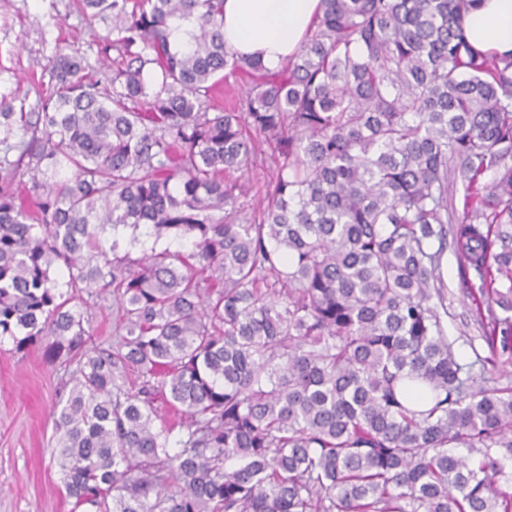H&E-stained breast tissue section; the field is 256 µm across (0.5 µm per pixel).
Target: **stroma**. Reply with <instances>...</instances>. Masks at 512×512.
<instances>
[{"label": "stroma", "instance_id": "stroma-1", "mask_svg": "<svg viewBox=\"0 0 512 512\" xmlns=\"http://www.w3.org/2000/svg\"><path fill=\"white\" fill-rule=\"evenodd\" d=\"M104 23L91 21L81 0H0V103L37 112L56 91L49 71L56 55L96 61ZM448 293V337L460 363L473 365L490 386H512V337L489 349L480 315L493 310L512 321V270L495 273L496 299L479 292L481 280L449 245L441 261ZM84 327L93 343L115 340L111 300L80 292ZM72 366L50 362L41 352L15 353L0 341V512H75L50 452L55 443L53 405L66 394Z\"/></svg>", "mask_w": 512, "mask_h": 512}]
</instances>
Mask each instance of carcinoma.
I'll return each mask as SVG.
<instances>
[{
    "instance_id": "obj_1",
    "label": "carcinoma",
    "mask_w": 512,
    "mask_h": 512,
    "mask_svg": "<svg viewBox=\"0 0 512 512\" xmlns=\"http://www.w3.org/2000/svg\"><path fill=\"white\" fill-rule=\"evenodd\" d=\"M320 2L270 70L224 0H83L111 74L59 55L41 111L0 112V341L77 363L53 458L85 512H512V388L457 360L440 275L450 234L484 287L512 262L482 228L512 240V55L466 41L476 0ZM142 225L190 249L116 256ZM87 302V305H81V302ZM72 305H77L76 309L84 313V327L91 334L94 345L111 344L116 338L115 323L116 314L112 307V297L107 299H96L94 296H88L86 291L80 292L79 296L73 301ZM87 306V311L86 307Z\"/></svg>"
}]
</instances>
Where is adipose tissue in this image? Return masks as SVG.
I'll use <instances>...</instances> for the list:
<instances>
[{"instance_id": "ef3b65f1", "label": "adipose tissue", "mask_w": 512, "mask_h": 512, "mask_svg": "<svg viewBox=\"0 0 512 512\" xmlns=\"http://www.w3.org/2000/svg\"><path fill=\"white\" fill-rule=\"evenodd\" d=\"M320 0H224V43L244 57L275 69L300 47L319 12ZM472 48L487 55L512 53V0H480L464 20Z\"/></svg>"}]
</instances>
